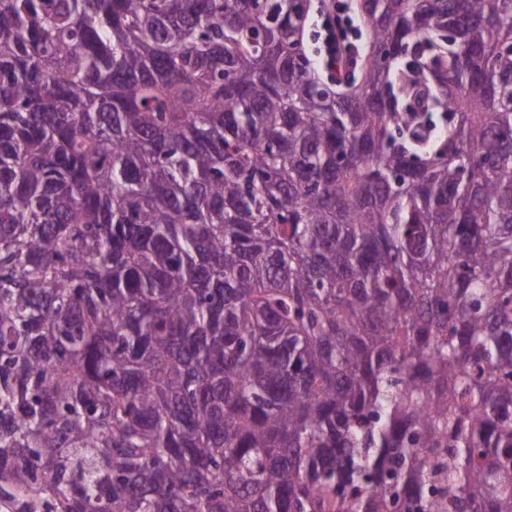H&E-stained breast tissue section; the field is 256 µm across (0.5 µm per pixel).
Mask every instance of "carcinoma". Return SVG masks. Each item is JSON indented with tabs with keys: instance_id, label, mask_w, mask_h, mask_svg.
<instances>
[{
	"instance_id": "cac0c4a2",
	"label": "carcinoma",
	"mask_w": 512,
	"mask_h": 512,
	"mask_svg": "<svg viewBox=\"0 0 512 512\" xmlns=\"http://www.w3.org/2000/svg\"><path fill=\"white\" fill-rule=\"evenodd\" d=\"M305 6L0 0V500L512 512V0ZM317 1H322V0H311V9L309 11L308 20L306 22V27H305L304 45H305V48L308 51L310 57L314 59V62L316 64V68L318 70L320 77L325 82H327V73L323 67V64L321 61H319L316 58L317 48L319 46V43L317 42V37H316V31L318 30L317 26H316V22L318 19V15L320 13V10L316 11V8L318 6ZM322 28L324 33L321 54L325 63L332 66L340 60L350 62L355 55L353 49L356 47L348 40V19L336 13L335 7L334 11L325 14Z\"/></svg>"
}]
</instances>
